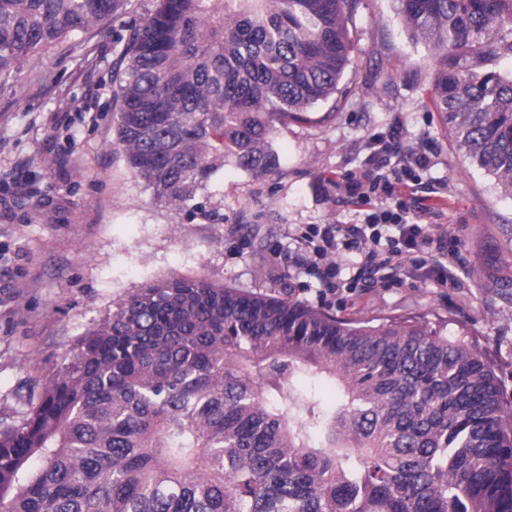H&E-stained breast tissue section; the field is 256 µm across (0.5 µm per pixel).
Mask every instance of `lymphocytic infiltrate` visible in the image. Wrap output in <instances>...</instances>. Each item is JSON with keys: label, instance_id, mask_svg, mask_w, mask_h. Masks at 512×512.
<instances>
[{"label": "lymphocytic infiltrate", "instance_id": "1", "mask_svg": "<svg viewBox=\"0 0 512 512\" xmlns=\"http://www.w3.org/2000/svg\"><path fill=\"white\" fill-rule=\"evenodd\" d=\"M345 187L351 195L382 199L386 205L370 213L365 223L327 229L321 239H314L312 233H304V241L313 244L314 254L326 262L319 272L326 293L333 294L338 290L340 266L335 258L347 252L357 253L366 269L373 273L407 263L421 269L425 266V255L435 254L439 260L433 269L438 280L447 281L448 267L442 261L447 252V233L429 234L420 216L412 214L406 203L396 198L394 183L370 169L362 176L347 177Z\"/></svg>", "mask_w": 512, "mask_h": 512}]
</instances>
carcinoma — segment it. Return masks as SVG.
Segmentation results:
<instances>
[{
  "label": "carcinoma",
  "instance_id": "1",
  "mask_svg": "<svg viewBox=\"0 0 512 512\" xmlns=\"http://www.w3.org/2000/svg\"><path fill=\"white\" fill-rule=\"evenodd\" d=\"M437 53L434 107L512 196V77L469 53L512 0H395ZM358 0H155L115 35L116 141L153 198L224 223V159L336 101ZM125 0H0V89ZM339 390L322 405L316 385ZM0 512H512V412L483 355L205 278L157 279L72 343L0 427Z\"/></svg>",
  "mask_w": 512,
  "mask_h": 512
}]
</instances>
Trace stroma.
Listing matches in <instances>:
<instances>
[{
    "instance_id": "obj_1",
    "label": "stroma",
    "mask_w": 512,
    "mask_h": 512,
    "mask_svg": "<svg viewBox=\"0 0 512 512\" xmlns=\"http://www.w3.org/2000/svg\"><path fill=\"white\" fill-rule=\"evenodd\" d=\"M154 0H128L116 21L74 48L42 52L0 90V421L19 420L72 340L113 300L172 275L291 295L374 324L413 319L481 349L512 408V196L475 169L439 121L433 51L413 43L392 0H360L351 64L335 110L279 128L280 167L257 177L233 160L211 187V224L154 200L114 144L115 31ZM394 140L385 172L410 169L402 197L452 233L457 255L440 286L431 270H395L384 285L343 255L349 291L322 299L300 232L360 224L375 201L346 194L373 140ZM422 150L430 163L414 166Z\"/></svg>"
}]
</instances>
